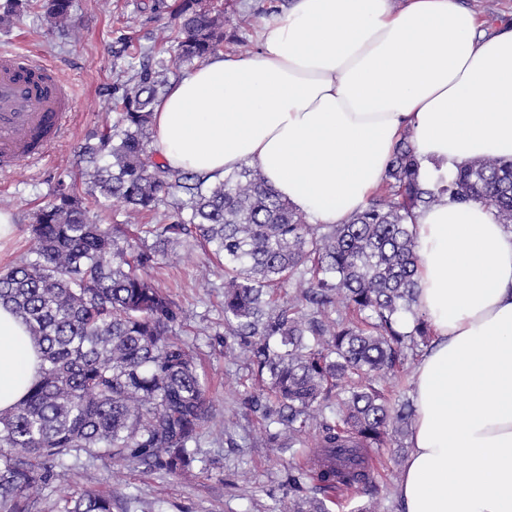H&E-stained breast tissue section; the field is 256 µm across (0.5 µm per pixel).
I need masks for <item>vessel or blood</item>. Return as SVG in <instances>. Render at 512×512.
I'll use <instances>...</instances> for the list:
<instances>
[{
  "label": "vessel or blood",
  "instance_id": "vessel-or-blood-1",
  "mask_svg": "<svg viewBox=\"0 0 512 512\" xmlns=\"http://www.w3.org/2000/svg\"><path fill=\"white\" fill-rule=\"evenodd\" d=\"M71 87L31 56L0 53V169L49 157L74 109Z\"/></svg>",
  "mask_w": 512,
  "mask_h": 512
}]
</instances>
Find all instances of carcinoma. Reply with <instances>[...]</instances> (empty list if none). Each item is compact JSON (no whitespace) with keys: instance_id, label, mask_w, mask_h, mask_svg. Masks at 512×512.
<instances>
[{"instance_id":"cac0c4a2","label":"carcinoma","mask_w":512,"mask_h":512,"mask_svg":"<svg viewBox=\"0 0 512 512\" xmlns=\"http://www.w3.org/2000/svg\"><path fill=\"white\" fill-rule=\"evenodd\" d=\"M29 0H5L8 25ZM57 29L72 0H39ZM174 21L170 59L140 62L114 86L116 120L86 145L90 192L124 204L129 219L160 215L155 247L135 250L124 224L96 223L75 184L59 182L28 226L34 258L0 272V304L27 325L41 353L26 397L0 411V512H41L39 491L60 473L98 461L184 473L211 412L190 348L172 335L178 305L144 274L161 247L200 248L224 266V349L242 350L252 389L244 407L261 414L266 445L300 452L288 468V512H329L338 490L371 496L370 454L396 442L412 418L387 386L430 329L417 304V209L447 196L483 200L512 228V160L467 161L426 188L408 139L390 160L385 186L345 224H312L243 167L215 183L153 162L152 114L171 78L224 45V10L211 0H165ZM186 200L159 212L164 196ZM297 292L283 298L290 285ZM413 313L405 330L400 314ZM59 512H112V496L83 491Z\"/></svg>"}]
</instances>
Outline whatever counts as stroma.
<instances>
[{
	"mask_svg": "<svg viewBox=\"0 0 512 512\" xmlns=\"http://www.w3.org/2000/svg\"><path fill=\"white\" fill-rule=\"evenodd\" d=\"M73 26L53 28L39 9H27L13 25L0 29V50L30 52L53 66L72 85L76 107L50 160L0 172V210L13 218V234L0 240V268L29 258L27 227L52 197L58 180L80 181L86 163L79 153L97 141L116 118L110 110L113 84L125 77L134 48L166 52L160 42L173 21L153 10L154 0H72ZM235 41L224 54L238 56L258 48L257 30L270 17L271 0H225ZM148 276L180 306L183 318L176 336L192 349L206 379L212 418L197 448L198 463L187 474L171 476L141 467L102 464L70 471L43 491L46 512H54L64 493L92 490L111 495L115 512H272L287 500L284 486L289 459L266 447L257 413L242 399L251 387V372L242 351L226 352L224 337V270L201 250L174 245ZM375 474L383 482L381 512H399L401 466L388 448L375 452Z\"/></svg>",
	"mask_w": 512,
	"mask_h": 512,
	"instance_id": "obj_1",
	"label": "stroma"
}]
</instances>
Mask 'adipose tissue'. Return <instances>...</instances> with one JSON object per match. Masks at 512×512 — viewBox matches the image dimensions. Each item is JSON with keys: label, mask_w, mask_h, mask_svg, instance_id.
I'll return each mask as SVG.
<instances>
[{"label": "adipose tissue", "mask_w": 512, "mask_h": 512, "mask_svg": "<svg viewBox=\"0 0 512 512\" xmlns=\"http://www.w3.org/2000/svg\"><path fill=\"white\" fill-rule=\"evenodd\" d=\"M173 168L239 167L316 224L361 211L409 137L438 170L512 159V20L486 31L459 0H294L256 52L217 54L154 108ZM433 339L412 375L402 512H512V230L486 202L442 199L411 226ZM26 324L0 305V410L37 379Z\"/></svg>", "instance_id": "adipose-tissue-1"}]
</instances>
